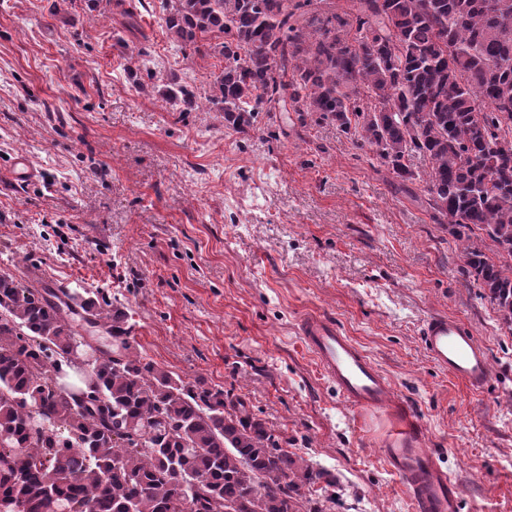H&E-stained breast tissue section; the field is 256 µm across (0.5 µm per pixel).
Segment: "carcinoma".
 I'll return each instance as SVG.
<instances>
[{"label": "carcinoma", "mask_w": 512, "mask_h": 512, "mask_svg": "<svg viewBox=\"0 0 512 512\" xmlns=\"http://www.w3.org/2000/svg\"><path fill=\"white\" fill-rule=\"evenodd\" d=\"M181 50L224 57L206 101L236 130L291 101L375 148L462 242L482 296L512 325V0H166ZM223 37L204 42V35ZM165 98L200 108L172 81ZM423 157L427 168H412ZM485 237L474 235V230ZM112 335L92 362L100 403L56 387L80 354L75 318ZM99 292L0 274V506L21 512H325L319 474L224 390L186 382L130 343ZM36 406L46 428H29Z\"/></svg>", "instance_id": "carcinoma-1"}]
</instances>
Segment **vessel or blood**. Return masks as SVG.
Instances as JSON below:
<instances>
[{"label": "vessel or blood", "instance_id": "b4317fda", "mask_svg": "<svg viewBox=\"0 0 512 512\" xmlns=\"http://www.w3.org/2000/svg\"><path fill=\"white\" fill-rule=\"evenodd\" d=\"M298 333L320 371L344 400L360 411L388 410L398 428L380 450L386 467L404 482L415 512H458L457 482L443 469L420 423L391 398L384 372L335 320L319 314L304 316ZM422 344L429 357L470 391H482L492 379L487 349L472 328L455 317L436 315L422 327Z\"/></svg>", "mask_w": 512, "mask_h": 512}]
</instances>
